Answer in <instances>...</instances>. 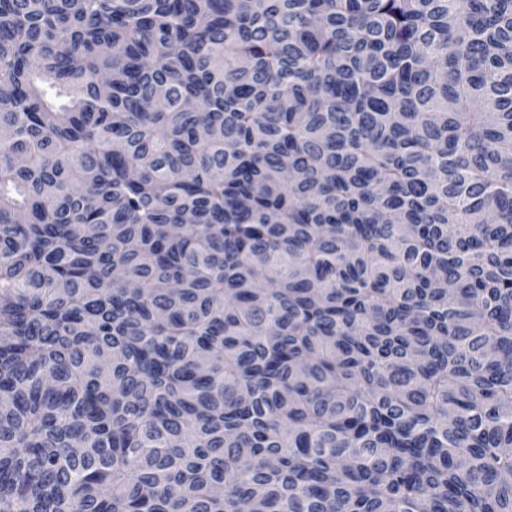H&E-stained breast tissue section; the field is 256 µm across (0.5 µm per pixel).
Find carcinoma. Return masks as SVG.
Listing matches in <instances>:
<instances>
[{"label":"carcinoma","instance_id":"cac0c4a2","mask_svg":"<svg viewBox=\"0 0 512 512\" xmlns=\"http://www.w3.org/2000/svg\"><path fill=\"white\" fill-rule=\"evenodd\" d=\"M0 512H512V0H0Z\"/></svg>","mask_w":512,"mask_h":512}]
</instances>
